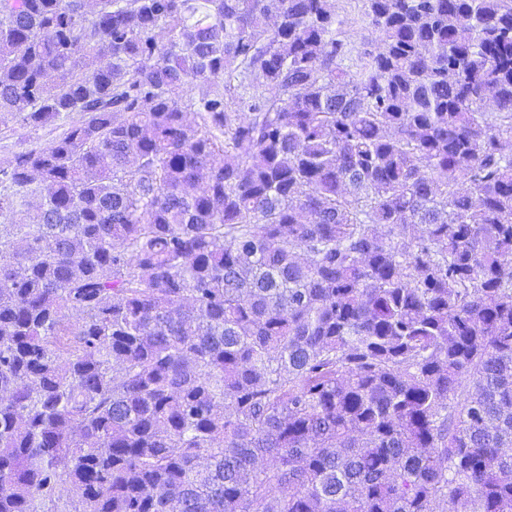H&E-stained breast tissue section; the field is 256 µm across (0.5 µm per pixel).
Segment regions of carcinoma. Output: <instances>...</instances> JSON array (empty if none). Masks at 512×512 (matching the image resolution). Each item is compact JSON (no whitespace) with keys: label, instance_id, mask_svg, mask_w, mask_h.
<instances>
[{"label":"carcinoma","instance_id":"carcinoma-1","mask_svg":"<svg viewBox=\"0 0 512 512\" xmlns=\"http://www.w3.org/2000/svg\"><path fill=\"white\" fill-rule=\"evenodd\" d=\"M334 2L0 0V512H512V0ZM336 12L339 18L343 20V31L345 37L354 46L353 60L346 64L356 63L357 55L360 52L375 47L371 41L366 25L363 20V2L361 0H335ZM72 118H62L54 126H20L19 122L9 123L14 132L2 130L0 133V168L5 167L13 154L22 150L45 146L55 136L67 129Z\"/></svg>","mask_w":512,"mask_h":512}]
</instances>
